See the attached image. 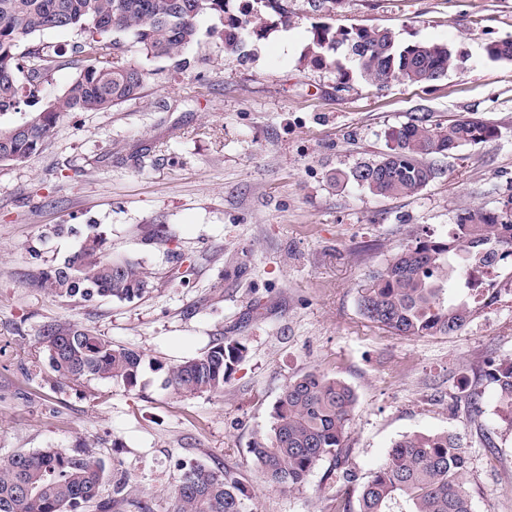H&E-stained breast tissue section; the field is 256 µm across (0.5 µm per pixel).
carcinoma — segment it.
<instances>
[{"instance_id":"carcinoma-1","label":"carcinoma","mask_w":512,"mask_h":512,"mask_svg":"<svg viewBox=\"0 0 512 512\" xmlns=\"http://www.w3.org/2000/svg\"><path fill=\"white\" fill-rule=\"evenodd\" d=\"M252 18L229 19L216 35L224 51L238 53L245 37H260L261 9L278 16V25L292 24L288 0H253ZM228 0H0V118L32 108L4 125L0 162L21 163L40 149L59 118L67 112H98L136 99L145 74L118 53L120 35L130 37L150 57L177 58L197 42V20L204 14L224 20ZM47 30H76L81 39L72 54L83 62L77 76L54 106L44 99L43 84L62 57L61 50L40 42L22 53L20 43ZM348 52L360 73L380 86L390 80L428 84L460 67V57L441 42L398 45L384 27L351 29L327 23L313 26L311 62L337 68L339 49ZM493 61L512 62V40L486 47ZM27 71L26 82L17 74ZM495 127L460 118L444 125L416 116L388 133V151L361 162L337 180L353 183L374 197L413 195L435 180L440 170L432 159L468 145L489 144ZM81 236L79 249L59 263H47L48 242L64 234ZM512 251V197L501 210L477 209L458 218L446 239L423 238L392 255L361 286L362 315L397 336L448 335L470 319L474 296L458 292L455 278L466 262L488 245ZM35 265L34 284L63 302L81 304L99 298L132 302L150 288V272L142 261L114 257L98 224L84 230L55 225L27 247ZM43 343L51 369L59 379L80 382L110 380L131 390L145 364L166 370L164 387L183 397L224 395L227 377L247 355L235 337L212 344L202 354L164 366L139 350L118 346L77 323L44 327ZM497 390L501 418L512 427V363L490 365L484 372ZM356 403L343 381L317 371L286 385L277 402L269 440L248 450L252 465L266 482L281 489L304 486L314 468L330 459L336 481L348 487L341 512H472L465 486L469 468L460 437L452 430L402 436L383 463L363 482L347 467L346 438ZM105 464L89 453L45 448L17 452L0 462V512H111L125 501L126 485L115 486L112 502L99 501ZM249 496L237 467L194 463L182 467L173 491L171 512H249Z\"/></svg>"}]
</instances>
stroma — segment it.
<instances>
[{
  "instance_id": "stroma-1",
  "label": "stroma",
  "mask_w": 512,
  "mask_h": 512,
  "mask_svg": "<svg viewBox=\"0 0 512 512\" xmlns=\"http://www.w3.org/2000/svg\"><path fill=\"white\" fill-rule=\"evenodd\" d=\"M293 23L225 52L199 18L184 58L149 57L122 38L146 74L141 96L106 112L60 118L24 162H0V460L17 451L90 444L106 467L102 499L119 477L135 492L121 512H169L179 464H237L252 512H338L344 493L321 462L296 490L270 487L248 450L269 435L282 389L316 370L345 381L357 401L349 466L366 479L402 435L455 431L469 459L473 512H512V428L489 364L512 362V286L449 335L403 337L363 318L359 289L416 239L447 237L473 209L512 196V62L485 48L512 39V0H288ZM385 26L399 43L443 41L461 70L429 85L385 87L350 70L312 66L311 25ZM41 41L63 58L44 84L63 93L79 70L72 30ZM416 114L476 117L495 141L436 158L420 192L375 198L331 176L387 150L389 128ZM101 224L115 257L141 259L151 288L131 303L73 305L33 282L28 243L53 224ZM162 240L145 244L150 229ZM72 322L171 365L227 336L248 348L224 394L184 398L145 370L128 390L109 380L60 382L41 331ZM480 391L482 412L464 397Z\"/></svg>"
}]
</instances>
